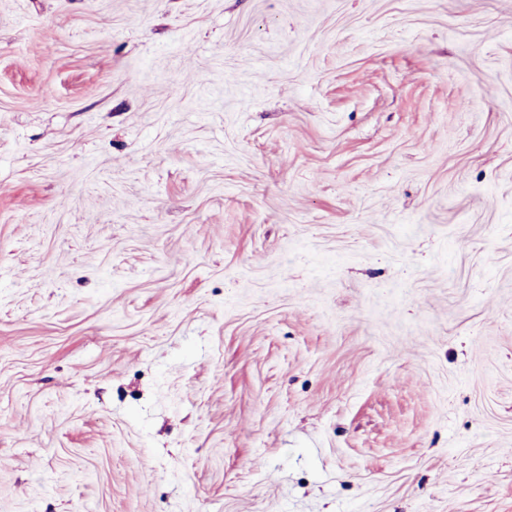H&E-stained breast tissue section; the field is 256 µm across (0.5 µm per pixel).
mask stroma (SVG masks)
<instances>
[{
  "instance_id": "obj_1",
  "label": "stroma",
  "mask_w": 512,
  "mask_h": 512,
  "mask_svg": "<svg viewBox=\"0 0 512 512\" xmlns=\"http://www.w3.org/2000/svg\"><path fill=\"white\" fill-rule=\"evenodd\" d=\"M0 512H512V0H0Z\"/></svg>"
}]
</instances>
